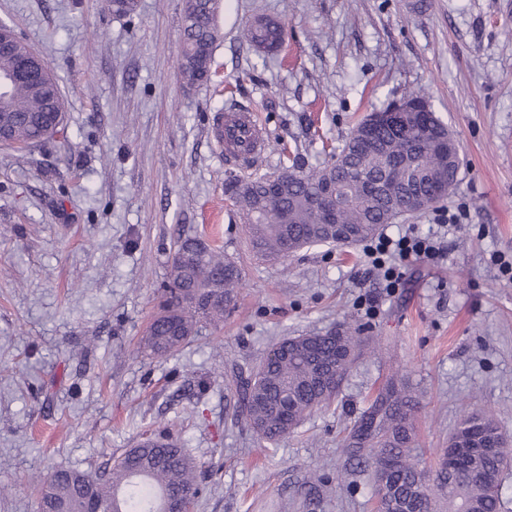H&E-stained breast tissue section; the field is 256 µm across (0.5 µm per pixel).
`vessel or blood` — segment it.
Returning a JSON list of instances; mask_svg holds the SVG:
<instances>
[{"mask_svg": "<svg viewBox=\"0 0 512 512\" xmlns=\"http://www.w3.org/2000/svg\"><path fill=\"white\" fill-rule=\"evenodd\" d=\"M224 159L227 164L251 167L261 162L266 143L263 127L248 112L224 115L219 122Z\"/></svg>", "mask_w": 512, "mask_h": 512, "instance_id": "b4317fda", "label": "vessel or blood"}]
</instances>
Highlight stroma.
Instances as JSON below:
<instances>
[{"instance_id":"1","label":"stroma","mask_w":512,"mask_h":512,"mask_svg":"<svg viewBox=\"0 0 512 512\" xmlns=\"http://www.w3.org/2000/svg\"><path fill=\"white\" fill-rule=\"evenodd\" d=\"M182 13L183 0H139L126 17L104 0H0L66 112L43 145H0V512H36L31 473L95 471L161 429L207 471L193 512H375L340 440L392 368L419 391L426 465L467 405L512 439V0H222L215 76L192 88L177 65ZM259 17L284 23L281 52L243 40ZM407 91L460 143L444 205L467 216L446 256L408 262L392 291L365 277L360 244L253 257L215 117L257 113L258 173L307 171ZM185 236L240 265L236 307L174 356H138ZM345 324L374 356L334 406L259 444L227 377L283 337Z\"/></svg>"}]
</instances>
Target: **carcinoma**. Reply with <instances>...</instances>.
Returning a JSON list of instances; mask_svg holds the SVG:
<instances>
[{"mask_svg": "<svg viewBox=\"0 0 512 512\" xmlns=\"http://www.w3.org/2000/svg\"><path fill=\"white\" fill-rule=\"evenodd\" d=\"M204 20L183 10L181 50L178 61L184 84L195 86L212 79L213 54L219 38L217 16L221 0H201ZM118 16L136 12L137 0H106ZM245 38L259 52L279 51L286 38L282 24L258 19L245 29ZM18 47L0 49V72L15 64ZM401 99L407 109L376 127L375 145L355 144L352 129L342 148L320 168L304 171L294 164L282 169L286 182L277 194L269 189L268 175L244 178L228 175L225 190L233 201L253 255L263 260H285L312 245H347L372 238L384 225L394 222L392 209L406 205L409 196L422 194L436 205L444 196L442 184H454L459 164L445 163L442 150L457 155L459 146L443 135V123L428 101L413 92ZM64 103L52 73L45 83L12 84L0 95V127L9 131V145L29 148L42 144L64 122ZM398 161L397 182L384 181L385 192L373 193L363 181L379 177L385 162ZM341 183L342 211L337 225L326 223L314 207L315 197L326 180ZM242 286L238 264L224 257L218 247L188 237L177 242L171 258L158 311L141 337L137 353L157 358L174 355L193 336L201 323L217 326L234 305ZM364 340L349 330L323 335L287 336L274 342L246 377L228 388L236 415L245 420L257 437L269 444L294 432L307 417L332 406L345 379L361 356ZM336 361V385L322 383L324 365ZM419 398L402 375L388 376L366 407L346 427L341 447L347 456L367 462L366 475L378 484L377 512H500L501 499L490 493L512 462L494 414L466 409L461 414L448 449L463 444L469 431H481L495 446L492 453L475 447L468 472L451 474L435 470L433 479L415 461L416 412ZM135 455L136 469L124 457L94 475L59 469L47 477H34L37 512H84L94 501L100 512H167L172 501L195 498L198 464L186 449L164 433L143 439L128 450Z\"/></svg>", "mask_w": 512, "mask_h": 512, "instance_id": "carcinoma-1", "label": "carcinoma"}]
</instances>
